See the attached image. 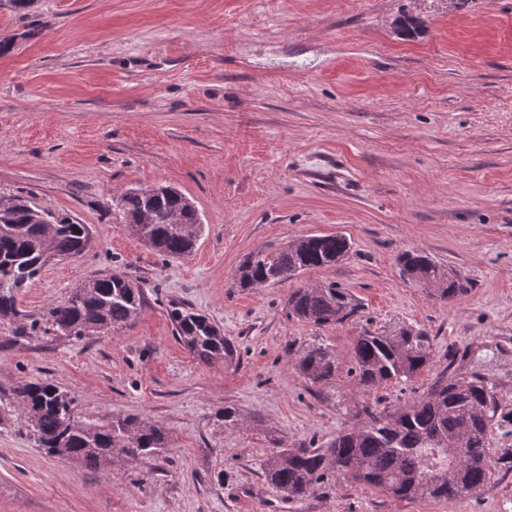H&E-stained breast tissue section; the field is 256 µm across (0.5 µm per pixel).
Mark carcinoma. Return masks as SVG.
Listing matches in <instances>:
<instances>
[{
    "mask_svg": "<svg viewBox=\"0 0 512 512\" xmlns=\"http://www.w3.org/2000/svg\"><path fill=\"white\" fill-rule=\"evenodd\" d=\"M117 207L132 232L167 259L189 256L202 232L196 206L169 185L130 188ZM89 245L88 225L32 198L14 196L0 204V319L18 316L19 289L49 263L76 260ZM351 246L341 234H309L280 250L254 251L239 266L233 286H273L308 269L334 267ZM399 263L415 284L427 287L441 280L442 268L417 250L401 254ZM142 305V288L123 274L86 279L67 299L20 326L16 336L37 331L75 338L90 332L109 334L135 321ZM359 308L357 300L334 282L296 288L288 297V315L316 326L341 323ZM169 317L176 340L196 361L210 365L233 359L234 344L205 314L172 303ZM430 361L429 348L418 338L401 348L387 336L366 333L354 343L350 374L358 387L372 390L408 381ZM295 370L315 386L327 384L336 378V351L315 340L299 352ZM8 395L46 453L59 454L60 442L68 458L90 469L140 462L160 454L168 443L164 428L136 415L75 418L74 400L46 379L19 381ZM501 400L495 383L483 375L469 380L444 377L424 396L396 408L391 424L384 421L383 412L367 408L362 423L339 432L324 448H291L287 440H279L261 464L262 476L284 499L296 502L318 494L338 473L400 499H461L487 483L495 462L512 460L508 449L495 459L490 448ZM459 437L465 465L440 482L439 473L448 470V449Z\"/></svg>",
    "mask_w": 512,
    "mask_h": 512,
    "instance_id": "obj_1",
    "label": "carcinoma"
}]
</instances>
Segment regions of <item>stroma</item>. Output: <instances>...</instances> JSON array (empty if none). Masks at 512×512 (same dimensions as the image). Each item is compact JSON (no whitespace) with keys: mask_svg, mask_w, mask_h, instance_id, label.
I'll return each instance as SVG.
<instances>
[{"mask_svg":"<svg viewBox=\"0 0 512 512\" xmlns=\"http://www.w3.org/2000/svg\"><path fill=\"white\" fill-rule=\"evenodd\" d=\"M0 197L30 195L90 225L17 307L39 315L83 281H139L140 316L112 334L15 340L0 320V387L42 378L80 418L165 429L160 456L99 471L39 448L0 399V512H512V468L454 501L401 500L333 477L288 502L261 460L274 438L320 448L442 376L490 378L512 414V0H0ZM167 184L198 209L191 256L165 259L124 224L118 197ZM342 234L336 266L241 291L255 250ZM425 251L468 279L437 300L397 257ZM336 282L362 304L318 327L288 314L297 287ZM205 314L236 349L203 365L173 336L170 303ZM424 337L432 360L376 390L349 373L364 331ZM332 345L311 386L300 347ZM235 407L244 428L219 415ZM295 370L314 386H322L336 378V351L329 344L314 340L299 352Z\"/></svg>","mask_w":512,"mask_h":512,"instance_id":"1","label":"stroma"}]
</instances>
